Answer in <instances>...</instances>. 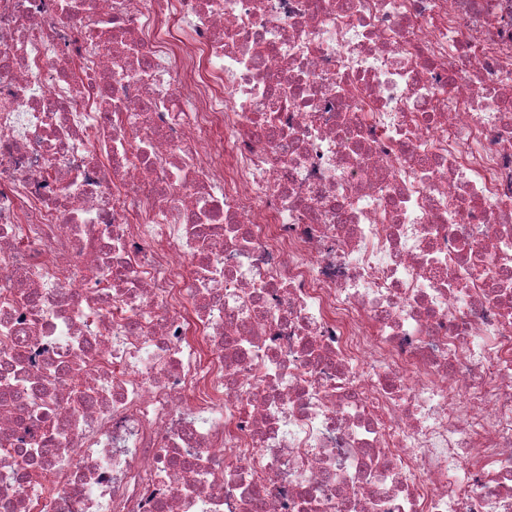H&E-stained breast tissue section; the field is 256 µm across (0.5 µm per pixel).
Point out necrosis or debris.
I'll use <instances>...</instances> for the list:
<instances>
[{"label":"necrosis or debris","mask_w":512,"mask_h":512,"mask_svg":"<svg viewBox=\"0 0 512 512\" xmlns=\"http://www.w3.org/2000/svg\"><path fill=\"white\" fill-rule=\"evenodd\" d=\"M0 512H512V0H0Z\"/></svg>","instance_id":"1"}]
</instances>
